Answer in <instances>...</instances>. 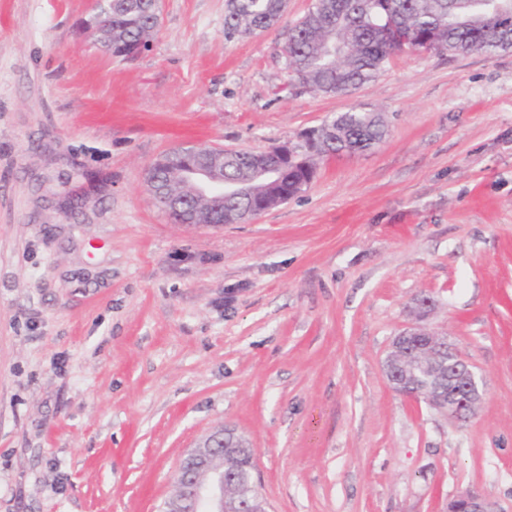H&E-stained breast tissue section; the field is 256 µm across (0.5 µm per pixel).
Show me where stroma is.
<instances>
[{
  "label": "stroma",
  "instance_id": "stroma-1",
  "mask_svg": "<svg viewBox=\"0 0 512 512\" xmlns=\"http://www.w3.org/2000/svg\"><path fill=\"white\" fill-rule=\"evenodd\" d=\"M91 3L0 0V512H159L224 426L270 512H445L461 487L512 512V51L405 50L329 95L289 86L280 28L226 42L225 0H162L132 59ZM359 105L385 140L250 221L173 223L144 183ZM416 324L483 375L469 423L389 387Z\"/></svg>",
  "mask_w": 512,
  "mask_h": 512
}]
</instances>
